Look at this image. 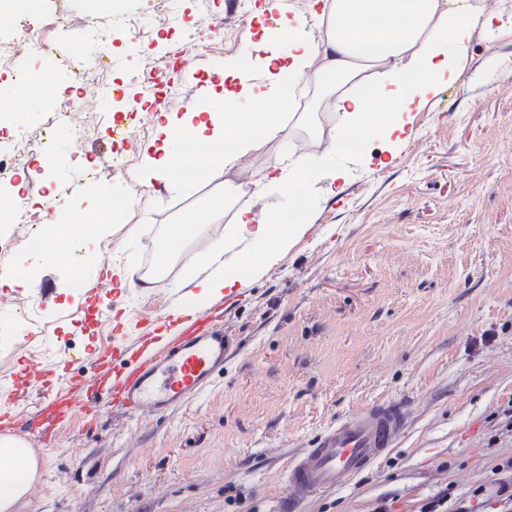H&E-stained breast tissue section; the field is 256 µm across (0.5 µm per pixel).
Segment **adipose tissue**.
<instances>
[{
    "mask_svg": "<svg viewBox=\"0 0 512 512\" xmlns=\"http://www.w3.org/2000/svg\"><path fill=\"white\" fill-rule=\"evenodd\" d=\"M457 0H329L322 70L327 95L337 112L336 123L317 129L324 150L289 163L273 166L264 177L265 187H279L288 195L305 196L312 181H336L345 171L335 158L347 151L350 140L369 144L383 140L397 145L405 137L410 114L435 93L444 77L454 75L468 55L471 26ZM304 17L278 21L270 62H284L285 72L302 78L312 59L313 46L303 37ZM209 97L218 109L175 118L163 113L156 120L158 145L146 156L151 176H168L169 187L185 195L196 191L189 178H171L173 166L183 155L185 143L229 142L224 153L201 155L207 167L232 169L237 160L260 143L276 138L284 130L286 116L273 111L266 91L250 90L251 106L241 111L239 102L212 88ZM236 188L225 183L204 209L185 221L169 225L159 244V260L167 262L178 249L198 234L202 225L217 221L235 196ZM310 229L308 214L298 206L265 217L251 209H238L223 247L211 251L206 273L196 279L197 292L187 305L245 288L266 268L283 260L291 245ZM236 250L235 264H227L224 253ZM36 473V462L28 457L23 441L0 438V512H12L28 492Z\"/></svg>",
    "mask_w": 512,
    "mask_h": 512,
    "instance_id": "1",
    "label": "adipose tissue"
}]
</instances>
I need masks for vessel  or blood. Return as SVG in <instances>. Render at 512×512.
Masks as SVG:
<instances>
[{
    "label": "vessel or blood",
    "instance_id": "b4317fda",
    "mask_svg": "<svg viewBox=\"0 0 512 512\" xmlns=\"http://www.w3.org/2000/svg\"><path fill=\"white\" fill-rule=\"evenodd\" d=\"M181 332L161 345L152 336L137 337L120 353L134 362L112 380L107 400L129 416L147 417L175 409L202 393L224 368L231 343L223 321L194 307L182 318ZM25 381L40 393L39 417L58 425L76 410L92 411L93 397L52 387L39 361H25ZM402 409L377 403L324 430L291 459L286 470L294 498L303 499L336 488L343 478L361 474L394 448L405 428Z\"/></svg>",
    "mask_w": 512,
    "mask_h": 512
}]
</instances>
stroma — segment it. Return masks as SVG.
I'll return each instance as SVG.
<instances>
[{
	"label": "stroma",
	"mask_w": 512,
	"mask_h": 512,
	"mask_svg": "<svg viewBox=\"0 0 512 512\" xmlns=\"http://www.w3.org/2000/svg\"><path fill=\"white\" fill-rule=\"evenodd\" d=\"M247 10L219 36L199 31L171 75L163 111L180 118L199 110L204 74L218 64L225 93L240 94L232 68L243 55L248 82L269 86L263 61L273 19L261 0H247ZM116 12L134 20L139 40L118 30L108 45L92 36ZM223 12L224 0H170L161 9L152 0H40L35 16L0 27V42L48 43L59 68L54 94L42 84L26 89L51 121L56 148L52 168L34 160L22 173L32 201L53 194L57 224L72 228L101 209L96 188L111 182L113 163H128L121 219L73 246L69 262L35 263L20 238L0 261L36 266L33 282L0 285V395H18L19 420L36 403L17 376L21 359L35 356L50 377L66 373L98 388L95 352L180 307L204 271L206 253L192 241L159 264L166 225L227 178L257 214L287 210L288 194L261 189L262 177L277 160L318 151L315 127L333 122L324 89L309 86L301 118L232 172L213 171L189 197L159 181L146 186L153 113L126 116L125 104L78 79L75 66L107 57L113 80L136 98L144 74L167 61L170 42L158 31ZM64 105L65 123L57 118ZM92 114L101 124L75 138ZM114 117L133 149L110 137ZM411 128L396 152L377 144L366 163L337 156L348 178L316 182L308 233L249 287L217 299L233 353L204 393L156 420L78 414L51 445L28 440L38 476L13 512H419L442 492L459 501L480 486L494 502L496 468L512 456V0H498L491 24L473 23L460 73L413 111ZM103 273L108 304L77 285ZM46 277L54 293L43 303L36 282ZM381 401L407 411L396 447L336 490L291 501L289 457Z\"/></svg>",
	"instance_id": "stroma-1"
}]
</instances>
